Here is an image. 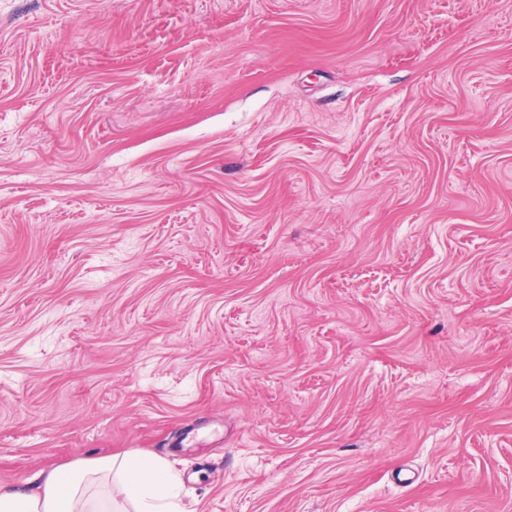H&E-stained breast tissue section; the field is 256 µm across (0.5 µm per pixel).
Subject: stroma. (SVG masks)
Listing matches in <instances>:
<instances>
[{
	"label": "stroma",
	"instance_id": "stroma-1",
	"mask_svg": "<svg viewBox=\"0 0 512 512\" xmlns=\"http://www.w3.org/2000/svg\"><path fill=\"white\" fill-rule=\"evenodd\" d=\"M512 512V0H0V482Z\"/></svg>",
	"mask_w": 512,
	"mask_h": 512
}]
</instances>
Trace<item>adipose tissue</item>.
Wrapping results in <instances>:
<instances>
[{"mask_svg": "<svg viewBox=\"0 0 512 512\" xmlns=\"http://www.w3.org/2000/svg\"><path fill=\"white\" fill-rule=\"evenodd\" d=\"M180 487L161 458L113 453L53 468L33 488L0 483V512H183Z\"/></svg>", "mask_w": 512, "mask_h": 512, "instance_id": "adipose-tissue-1", "label": "adipose tissue"}]
</instances>
